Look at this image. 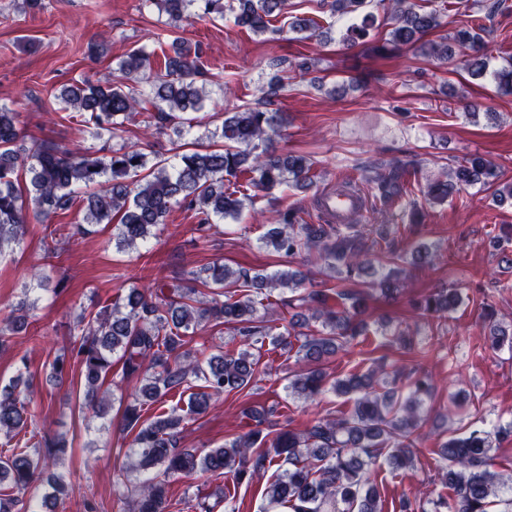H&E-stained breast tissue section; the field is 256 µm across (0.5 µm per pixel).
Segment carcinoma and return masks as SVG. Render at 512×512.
Returning a JSON list of instances; mask_svg holds the SVG:
<instances>
[{
	"label": "carcinoma",
	"mask_w": 512,
	"mask_h": 512,
	"mask_svg": "<svg viewBox=\"0 0 512 512\" xmlns=\"http://www.w3.org/2000/svg\"><path fill=\"white\" fill-rule=\"evenodd\" d=\"M176 24L195 17L233 16L234 24L255 34L283 35L285 31L309 33L319 25L312 19L295 18L288 28L275 25L288 9V0H148ZM370 0H323L333 15L359 12ZM390 43L393 47L412 45L439 26L437 11H427L415 0H391ZM374 17L366 14L350 23L340 40L353 47L366 37ZM480 25L457 31L463 70L474 77L487 74L484 60L487 44ZM173 54L163 62L142 50L129 52L119 62L123 81L112 83L83 79L64 87L60 100L93 126L99 137L112 132L134 113L157 110L159 122H171L178 114L203 108L208 93L197 84L201 75L198 49L178 38L172 41ZM283 125L277 112L246 108L227 112L220 126L197 138L196 148L175 154L171 163L152 162L147 153L130 147L111 149L101 156L95 152H69L54 146L27 144L20 127V113L0 106V253L19 248L26 235L29 213L46 221L60 211L84 204V224H115L120 250L130 249L153 235L166 223L174 206L194 211L196 230L202 231L216 220H238L249 200L239 190L224 184V177H248L262 191L286 186L306 189L311 182V164L288 151L257 152ZM417 165L413 158H393L365 164L361 177L374 190L382 205L402 199L406 177ZM451 181H435L426 194L441 202L462 190L490 185L498 177L490 160L469 155L450 169ZM84 190L77 198L76 189ZM84 224L78 230L86 231ZM261 243L279 254L293 257L316 253L319 273L343 283L371 279L386 300L402 293L392 280V265L401 258L389 230L381 225L375 236L364 224H300L297 212L284 211L280 222L270 225ZM438 256L428 246L419 245L411 264L432 268ZM192 279L211 289L202 298L196 288H176L170 294L148 295L128 288L112 307L84 323L79 344L72 353L81 366L86 405L105 413L110 402L100 391L112 370V354L120 353L124 378L145 381L124 405L123 429L133 435L132 469L159 474L147 479L136 498V512H166L168 478L196 472L229 474L238 487L260 472L276 467L275 478L265 488L271 508L289 512H382L380 496L371 483V469L379 458L395 470L413 466L416 442L420 440L425 398L434 390L432 377L415 370L407 376L410 390L400 399L398 390L387 387L383 369L352 372L344 378L332 377L325 361L349 353L368 324L360 297L349 291L329 294L319 288L311 272L280 270L269 275L252 274L215 261L191 273ZM311 288L301 294L297 307L303 312L283 326L272 344L295 351L299 370L288 374L285 390L293 395L314 398L326 392L348 396L351 409L334 418H319L303 432L287 427L262 428L265 419H256L248 431L218 448H181L178 436L191 417L207 413L221 395L240 392L255 379L261 353L255 351L271 328L255 319L256 301L248 293L262 292L266 284L295 288L303 282ZM461 301L455 288L424 295L413 303L424 320L442 318ZM30 305L23 301L18 314L0 329V348L6 346L5 332L17 334L27 327ZM486 341L493 349L512 350V325L495 319L492 306L483 307ZM321 329L308 334L302 328L310 321ZM213 322L232 327L235 336L205 361L190 360L185 350L189 332ZM202 384L193 386V382ZM29 381L19 379L0 388V432L7 437V449L0 455V483L21 495L35 489L44 466L66 453L60 438L39 435L36 410L27 393ZM189 391L186 408L173 407L144 417L143 407L160 404L171 392ZM501 432L471 424L462 437H450L440 444L447 465L442 483L448 485V499L434 501L433 512H512V480L489 469L493 443ZM261 452H256V449ZM52 492L44 494L37 512H57L68 488L56 477Z\"/></svg>",
	"instance_id": "1"
}]
</instances>
